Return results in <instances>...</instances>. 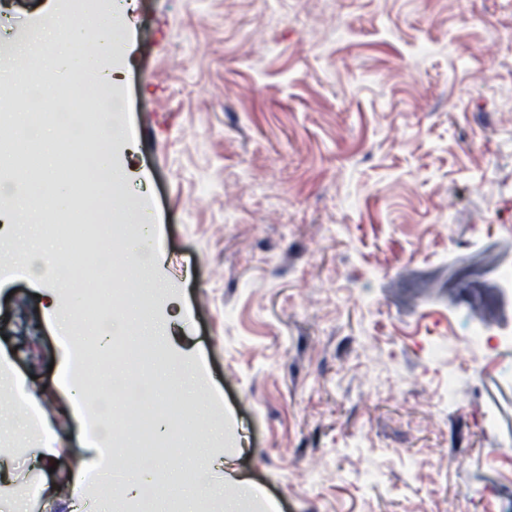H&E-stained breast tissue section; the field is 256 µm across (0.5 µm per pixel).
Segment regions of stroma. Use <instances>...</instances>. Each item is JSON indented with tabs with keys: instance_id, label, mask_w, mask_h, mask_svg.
<instances>
[{
	"instance_id": "stroma-1",
	"label": "stroma",
	"mask_w": 512,
	"mask_h": 512,
	"mask_svg": "<svg viewBox=\"0 0 512 512\" xmlns=\"http://www.w3.org/2000/svg\"><path fill=\"white\" fill-rule=\"evenodd\" d=\"M67 7L0 0V59ZM101 65L119 244L155 259L137 293L170 332L126 380L160 412L161 365H189L176 404L203 422L161 438L156 512L202 448L251 480L246 512H512V348L464 343L512 333V0H131ZM36 292L0 265V391H40L65 492L85 434ZM29 414L0 405L9 497L65 512ZM491 336L493 335L489 334L485 328L471 327L467 334V341L472 348L486 353H491L498 344L512 345V334L510 336L502 335L496 339L495 343H493L494 338ZM52 425L49 420H42L40 417L34 432L37 435V441L34 448H26L25 455L30 470H37L39 474L43 471V465L48 460L54 458L58 453V448H54L51 441Z\"/></svg>"
}]
</instances>
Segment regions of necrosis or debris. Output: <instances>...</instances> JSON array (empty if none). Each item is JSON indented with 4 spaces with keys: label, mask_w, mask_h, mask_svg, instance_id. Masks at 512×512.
Masks as SVG:
<instances>
[{
    "label": "necrosis or debris",
    "mask_w": 512,
    "mask_h": 512,
    "mask_svg": "<svg viewBox=\"0 0 512 512\" xmlns=\"http://www.w3.org/2000/svg\"><path fill=\"white\" fill-rule=\"evenodd\" d=\"M74 83L79 98L95 101V108L54 113L49 120L70 138L82 141L91 136L95 143L93 150L85 154L63 152L58 156L57 164L65 174L73 205L55 231L69 238L72 252L89 255L90 260L76 267L64 255L50 264L49 271L64 274L69 287L80 294L82 302L72 309L71 316L83 324L86 336L95 337L111 328L114 318L127 307L128 292L119 287L118 281L136 271L137 260L116 248L115 240L120 231L111 224L112 185L103 176V162L110 148L107 132L117 109L115 98L107 92L110 81L105 74L90 78L80 71ZM43 150L36 126H15L8 133L0 132V158L26 175L25 180L15 183V190L34 198L38 209L46 211L53 199L39 177ZM132 354L131 345L119 335L113 339L112 360L108 363L93 346L79 348L75 373L89 393L85 408L91 435H99L102 414L108 406L107 400L99 394L100 387L110 383L115 391H125V384L111 383L110 377Z\"/></svg>",
    "instance_id": "4bbe7bcc"
}]
</instances>
